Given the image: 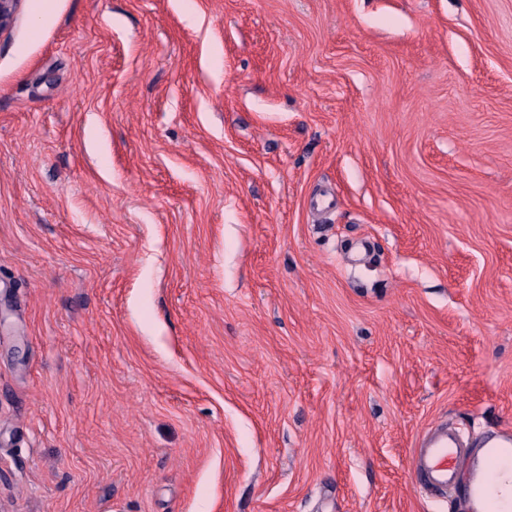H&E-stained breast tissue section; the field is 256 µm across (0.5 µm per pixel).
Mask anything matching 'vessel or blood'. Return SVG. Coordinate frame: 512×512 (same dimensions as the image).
<instances>
[{"label":"vessel or blood","instance_id":"obj_1","mask_svg":"<svg viewBox=\"0 0 512 512\" xmlns=\"http://www.w3.org/2000/svg\"><path fill=\"white\" fill-rule=\"evenodd\" d=\"M483 467L473 472L468 494L483 501L487 512H512V500L504 501L496 487L501 474H512V439L490 437L481 449ZM467 458L456 431L439 424L422 436L412 460L421 493L445 496L455 491Z\"/></svg>","mask_w":512,"mask_h":512}]
</instances>
